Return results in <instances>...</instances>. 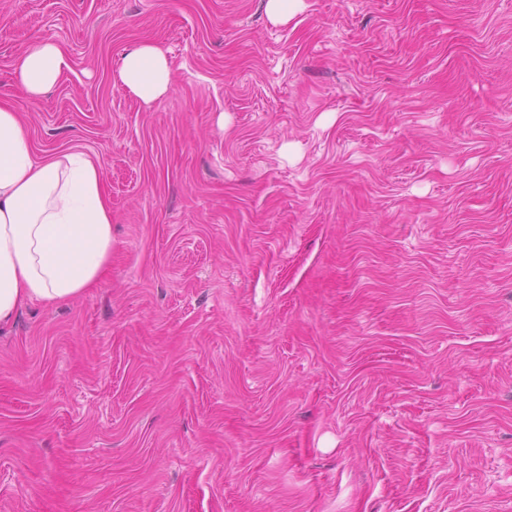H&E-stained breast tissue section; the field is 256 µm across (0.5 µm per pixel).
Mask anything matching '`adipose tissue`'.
<instances>
[{"label":"adipose tissue","mask_w":512,"mask_h":512,"mask_svg":"<svg viewBox=\"0 0 512 512\" xmlns=\"http://www.w3.org/2000/svg\"><path fill=\"white\" fill-rule=\"evenodd\" d=\"M62 47L33 42L15 67L31 97L49 92L68 70ZM144 103L166 96L165 52L141 43L117 70ZM112 256V209L98 164L72 148L36 158L19 112L0 106V324L29 301L63 303L89 288Z\"/></svg>","instance_id":"ef3b65f1"}]
</instances>
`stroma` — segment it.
<instances>
[{
    "instance_id": "35a3bbf8",
    "label": "stroma",
    "mask_w": 512,
    "mask_h": 512,
    "mask_svg": "<svg viewBox=\"0 0 512 512\" xmlns=\"http://www.w3.org/2000/svg\"><path fill=\"white\" fill-rule=\"evenodd\" d=\"M265 2L0 0V102L112 206L0 326V512H512V0ZM305 7V0H267L266 2V12L275 23L288 22ZM62 47L52 41L33 42L15 67L17 82L33 98L49 92L69 69ZM118 79L136 98L150 104L172 88V71L165 52L157 45L141 43L123 56Z\"/></svg>"
}]
</instances>
